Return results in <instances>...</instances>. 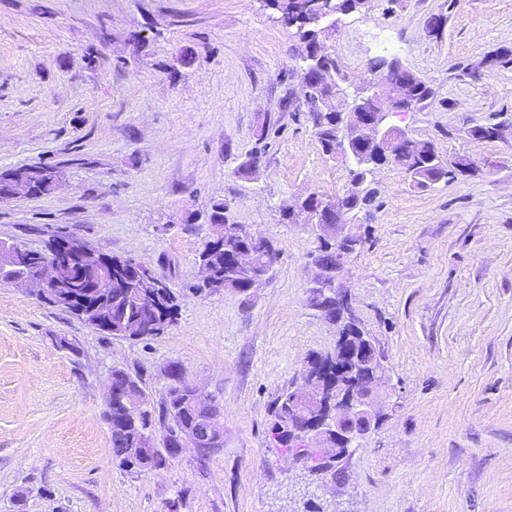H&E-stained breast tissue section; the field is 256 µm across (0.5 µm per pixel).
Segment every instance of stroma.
<instances>
[{
	"mask_svg": "<svg viewBox=\"0 0 512 512\" xmlns=\"http://www.w3.org/2000/svg\"><path fill=\"white\" fill-rule=\"evenodd\" d=\"M327 46L347 76L337 107L377 81L374 56L396 57L435 95L390 124L477 169L427 189L375 174L341 278L389 393L338 483L270 434L273 401L336 340L310 303L317 233L281 211L349 183L299 105L293 31L265 0H0V170L64 174L52 194L0 204V239L77 236L181 301L164 334L133 341L0 285V512H512V69L488 61L512 50V0H371ZM491 124L499 139L470 137ZM219 199L278 251L245 294L197 288ZM173 363L215 396L224 445L125 472L107 380L125 370L157 403Z\"/></svg>",
	"mask_w": 512,
	"mask_h": 512,
	"instance_id": "stroma-1",
	"label": "stroma"
}]
</instances>
